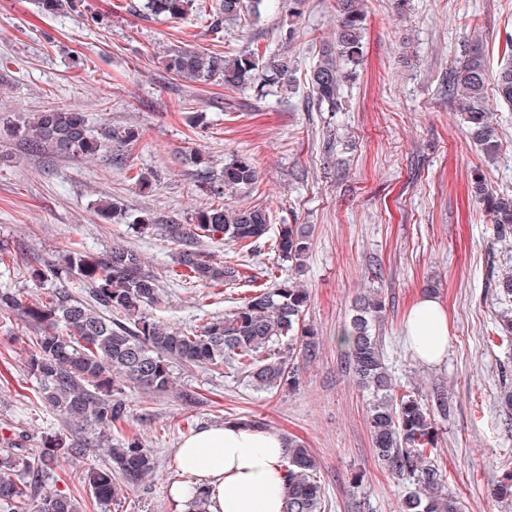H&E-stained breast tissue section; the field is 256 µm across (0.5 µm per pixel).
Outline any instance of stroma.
<instances>
[{
    "label": "stroma",
    "instance_id": "35a3bbf8",
    "mask_svg": "<svg viewBox=\"0 0 512 512\" xmlns=\"http://www.w3.org/2000/svg\"><path fill=\"white\" fill-rule=\"evenodd\" d=\"M139 3L78 0L52 14L37 0H0V251L7 254L0 290L63 286L49 267L73 246L96 254L120 241L158 281L156 320L189 328L288 278L309 294L305 320L319 350L302 361L293 390H255L231 364L218 373L174 367L176 390L147 402L128 389L131 415L120 432L137 436L156 466L146 486L125 489L110 512H173L169 487L179 475L181 439L239 417L306 442L325 512H400L408 484L375 458L366 396L337 344L354 299L373 290L386 299L382 334L398 389L425 398L448 393V416L436 424L446 489L465 512H512L492 495L512 471V425L499 407L512 386V338L494 328L491 284L512 265V248L496 242L471 196L478 174L512 192V105L492 104L501 149L489 163L448 95L465 41L479 39L488 67L498 68L512 33V0H364L363 57L337 112L318 105L308 85L336 28V0H305L299 17L288 0H268L260 15L219 25L210 19L218 0L180 19L143 15ZM291 29L295 38L285 41ZM173 49L285 51L296 83L280 88L262 71L244 90L188 81L164 68ZM51 105L78 107L91 126L111 125L121 137L98 155L70 159L7 134L8 123ZM127 131L134 140L124 139ZM240 155L257 167L258 182L217 194L208 177ZM105 201L115 206L107 220L97 214ZM213 204L263 207L275 227L309 225L303 272L266 246L246 251L219 236L175 241L158 227L133 228L145 215L189 225ZM185 251L238 268L239 280L222 287L174 279ZM33 255L44 281L29 274L25 260ZM429 290L444 302L451 330L437 368L414 358L403 328L411 303ZM36 334L0 311V433L26 430L34 450L51 433L89 438L38 401L25 362Z\"/></svg>",
    "mask_w": 512,
    "mask_h": 512
}]
</instances>
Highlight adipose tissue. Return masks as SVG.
<instances>
[{
	"mask_svg": "<svg viewBox=\"0 0 512 512\" xmlns=\"http://www.w3.org/2000/svg\"><path fill=\"white\" fill-rule=\"evenodd\" d=\"M404 333L420 362L441 366L451 338L442 300L434 294L420 296L407 311ZM287 453L280 435L243 423L199 429L175 450L180 473L170 489L175 512H188L200 491L206 512H282Z\"/></svg>",
	"mask_w": 512,
	"mask_h": 512,
	"instance_id": "obj_1",
	"label": "adipose tissue"
}]
</instances>
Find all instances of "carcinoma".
Returning a JSON list of instances; mask_svg holds the SVG:
<instances>
[{"label": "carcinoma", "instance_id": "obj_1", "mask_svg": "<svg viewBox=\"0 0 512 512\" xmlns=\"http://www.w3.org/2000/svg\"><path fill=\"white\" fill-rule=\"evenodd\" d=\"M194 0H144L143 10L178 19ZM264 0H220L219 20H237L260 13ZM339 20L334 41L319 52L309 74V86L318 103L342 108V83L353 77L362 56L365 13L363 0H338ZM509 56L490 73L481 47L473 43L451 71L448 94L458 99L471 134L484 156L492 158L501 143L491 121L488 87L512 103V38ZM165 68L190 81L219 77L233 90L251 83L264 69L269 80L291 87L294 69L286 56L265 57L259 52L235 57L199 50L174 51ZM9 132L33 151L48 149L63 157L94 156L112 147V128L93 130L84 112L52 106L35 113ZM258 181V172L246 158L224 165V188L241 190ZM474 197L488 213L500 241L512 239V195L474 180ZM271 219L261 207L210 206L197 213L192 233L224 236V241L253 249L273 242L280 261L299 267L309 250V232L302 225L282 224L269 236ZM180 265L200 281L230 284L239 270L220 265L208 256L185 251ZM61 272L70 288H49L28 297L0 291V310L23 318L39 331L27 368L38 384L44 407L97 435V447L109 463L86 471L90 498L106 510L126 487L152 475L156 461L138 438H112V429L128 420L125 389L147 397L175 387L173 364L210 365L216 370L235 363L244 379L257 390L294 389L299 383V361L318 349L314 331L306 324L308 295L283 280L273 288L254 291L234 310L189 330L156 321L146 308L158 302L157 280L145 272L140 254L114 244L103 254L75 248L64 257ZM501 304L497 311L502 331L512 336V270L494 282ZM386 299L368 292L352 305L338 344L349 367L367 392V425L374 451L391 474L408 481L402 512H462L458 498L442 487L435 421L448 413V394L436 391L423 399L413 392L395 393L377 324L383 321ZM28 435L18 430L0 438V507L7 512H81L77 499L47 489L62 462L85 455L88 443L55 434L33 453L25 448ZM316 462L301 440L288 442L284 469V512H321L324 489L317 480Z\"/></svg>", "mask_w": 512, "mask_h": 512}]
</instances>
